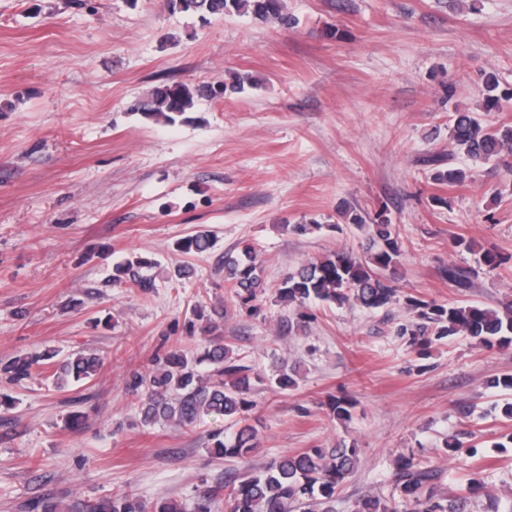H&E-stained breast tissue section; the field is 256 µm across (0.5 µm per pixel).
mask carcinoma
Listing matches in <instances>:
<instances>
[{
    "label": "carcinoma",
    "mask_w": 512,
    "mask_h": 512,
    "mask_svg": "<svg viewBox=\"0 0 512 512\" xmlns=\"http://www.w3.org/2000/svg\"><path fill=\"white\" fill-rule=\"evenodd\" d=\"M168 7L209 15L249 13L256 20H276L284 25L282 0H167ZM196 90L175 83L156 88L151 97L137 103L135 110L145 117L166 123L175 120L194 105ZM512 100V88L500 86L498 77L489 73L483 80L482 109L496 112ZM448 138L454 146L475 161H489L512 152V127L487 125L467 109H455L449 120ZM465 172L448 168L434 174V180L449 185L464 182ZM367 257L356 258L337 251L318 262H309L286 275L277 289L280 300L302 309L299 318L307 319L303 311L307 301L317 299L340 305L356 304L365 308H384L400 301L399 290L383 275L395 268L401 256L398 233L384 212L376 214L370 224ZM211 235L199 230L179 244L185 253H203L210 248ZM152 262L147 259L128 260L115 266L112 282H123L147 290L154 287L148 274ZM224 281L238 303L245 306L255 301L265 290L262 270L255 249L245 245L240 254L224 258ZM405 305L416 313L417 321L401 324L398 333L409 337L410 344L426 346L456 334H464L482 345L512 343V304L503 311L479 305H443L413 296ZM206 336L205 352L201 357H189L181 350H169L154 360V368L136 371L128 388L138 395L142 422L149 426L158 422H174L183 427L195 424L204 416H222L238 428L229 436L215 439L206 452L238 458L248 468L236 482L199 492L192 512H214L225 496L230 512H333L336 489L357 468V449L338 443L331 448L316 447L303 452L286 454L257 468L250 464L259 448L256 427L247 423L245 415L257 403L249 396L250 369L237 363L234 350L217 334L216 319L224 316V305L213 309ZM207 364L210 373L200 367ZM102 360L82 351L59 356L57 351L16 358L0 366V374L12 382H20L44 370L51 374L55 387L69 380L90 379L101 369ZM297 370L281 363L269 382L281 389L294 387ZM336 419L351 418L352 402L345 397L331 396L327 403ZM397 499L384 501L368 497L358 503L356 512H398L399 505L412 506V512H465L467 496L446 498L435 491L437 472L412 457L401 456L395 461ZM91 512H145L140 498L129 494H114L97 503Z\"/></svg>",
    "instance_id": "1"
}]
</instances>
